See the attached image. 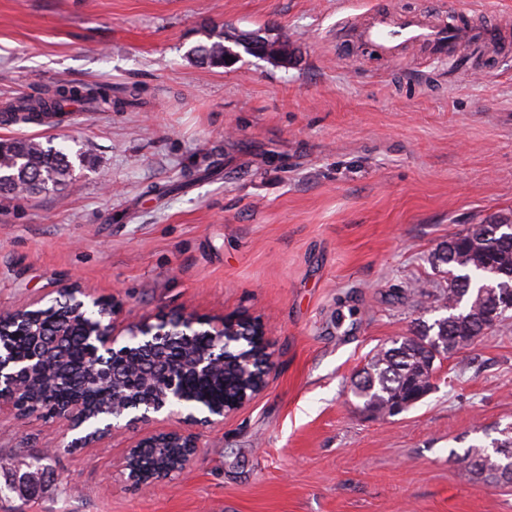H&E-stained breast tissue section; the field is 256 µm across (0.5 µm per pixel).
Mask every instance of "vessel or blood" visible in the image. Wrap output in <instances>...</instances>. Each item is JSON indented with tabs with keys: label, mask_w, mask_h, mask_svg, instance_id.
I'll return each mask as SVG.
<instances>
[{
	"label": "vessel or blood",
	"mask_w": 512,
	"mask_h": 512,
	"mask_svg": "<svg viewBox=\"0 0 512 512\" xmlns=\"http://www.w3.org/2000/svg\"><path fill=\"white\" fill-rule=\"evenodd\" d=\"M359 37L365 44L384 53L408 44L423 45L429 51L430 61L459 62V70L464 73L471 64L459 61V44L465 42L472 49H480L498 40L499 29L493 24L463 27L434 23L424 16L407 13L395 21L379 17L365 22Z\"/></svg>",
	"instance_id": "1"
}]
</instances>
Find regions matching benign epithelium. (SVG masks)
Listing matches in <instances>:
<instances>
[{
	"label": "benign epithelium",
	"instance_id": "obj_1",
	"mask_svg": "<svg viewBox=\"0 0 512 512\" xmlns=\"http://www.w3.org/2000/svg\"><path fill=\"white\" fill-rule=\"evenodd\" d=\"M68 297L57 310L60 332L50 341L32 331L44 308L38 299L27 306L0 312V328L20 326L18 335L31 337L28 351L19 356L0 343V414L23 420L33 412L21 406L32 396L48 408L49 417L62 427L66 448H86L120 431H135L157 421L175 419L178 426L136 440L123 460L129 478L140 485H156L192 465L198 447L189 426L212 425L252 401L266 387L274 368L267 325L246 317H197L182 312H161L115 332L113 304L96 298L72 283L58 290ZM80 328L88 347L77 367L96 389L86 394L49 396V378L66 363L57 340ZM252 334L256 353L265 360V374L252 378L233 398L216 399L185 388L189 377L211 383L224 380L230 363L252 361L251 355L233 357L227 349L241 334ZM142 448L172 451L169 467L144 475L137 468Z\"/></svg>",
	"mask_w": 512,
	"mask_h": 512
}]
</instances>
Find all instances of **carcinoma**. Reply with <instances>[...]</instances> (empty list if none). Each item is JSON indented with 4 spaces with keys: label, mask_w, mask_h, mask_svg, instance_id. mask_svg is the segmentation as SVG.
<instances>
[{
    "label": "carcinoma",
    "mask_w": 512,
    "mask_h": 512,
    "mask_svg": "<svg viewBox=\"0 0 512 512\" xmlns=\"http://www.w3.org/2000/svg\"><path fill=\"white\" fill-rule=\"evenodd\" d=\"M207 42L191 49L195 60L209 67L234 63L241 54L262 57V47L224 39V30H210ZM85 101L92 108L112 110V90L106 84H60L47 97H33L22 108L30 113H59L64 106ZM73 171L67 154L39 141L0 139V193L41 194L66 188ZM437 267H446L448 288L441 308L448 315L433 323L420 322L410 336L380 348L352 381L353 395L364 408L383 413L432 389L431 366L439 354L447 359L491 329L488 313L504 288L512 289V224H474L456 233L436 249ZM254 362L245 368L229 367L224 375V394L234 396L244 372L258 370ZM495 456L478 446L466 449L455 462L464 472L488 482L512 483V430H500Z\"/></svg>",
    "instance_id": "1"
}]
</instances>
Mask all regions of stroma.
Returning a JSON list of instances; mask_svg holds the SVG:
<instances>
[{"instance_id":"1","label":"stroma","mask_w":512,"mask_h":512,"mask_svg":"<svg viewBox=\"0 0 512 512\" xmlns=\"http://www.w3.org/2000/svg\"><path fill=\"white\" fill-rule=\"evenodd\" d=\"M374 11L493 19L500 47L452 83L423 50L345 37ZM213 26L288 40L290 60L199 66ZM95 81L111 111L0 124L83 156L62 193L0 195V311L76 281L120 330L175 310L261 319L274 369L160 486L127 479L135 433L70 450L55 420L0 416V512H512V484L453 460L512 424V327L443 360L398 415L351 391L375 350L443 317L439 244L512 224V0H0V109ZM45 454L35 496L8 489Z\"/></svg>"}]
</instances>
